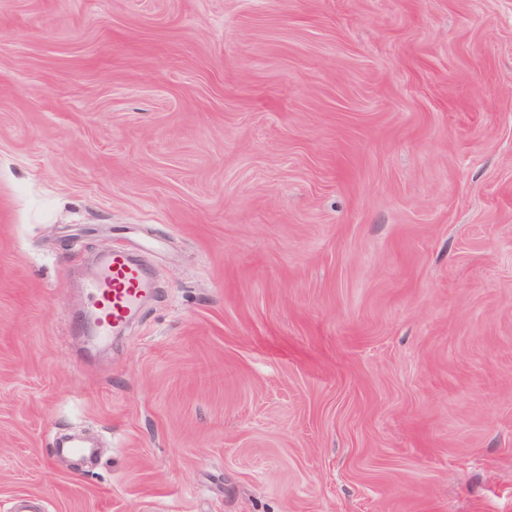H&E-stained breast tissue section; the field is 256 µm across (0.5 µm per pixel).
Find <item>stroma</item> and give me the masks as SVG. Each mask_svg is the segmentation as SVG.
Returning a JSON list of instances; mask_svg holds the SVG:
<instances>
[{
    "instance_id": "35a3bbf8",
    "label": "stroma",
    "mask_w": 512,
    "mask_h": 512,
    "mask_svg": "<svg viewBox=\"0 0 512 512\" xmlns=\"http://www.w3.org/2000/svg\"><path fill=\"white\" fill-rule=\"evenodd\" d=\"M142 255L124 333L88 259ZM512 512V0H0V512Z\"/></svg>"
}]
</instances>
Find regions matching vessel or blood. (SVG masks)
Listing matches in <instances>:
<instances>
[{
  "label": "vessel or blood",
  "instance_id": "1",
  "mask_svg": "<svg viewBox=\"0 0 512 512\" xmlns=\"http://www.w3.org/2000/svg\"><path fill=\"white\" fill-rule=\"evenodd\" d=\"M150 289L145 271L125 250L104 256L97 266L92 297L101 335L120 333Z\"/></svg>",
  "mask_w": 512,
  "mask_h": 512
}]
</instances>
